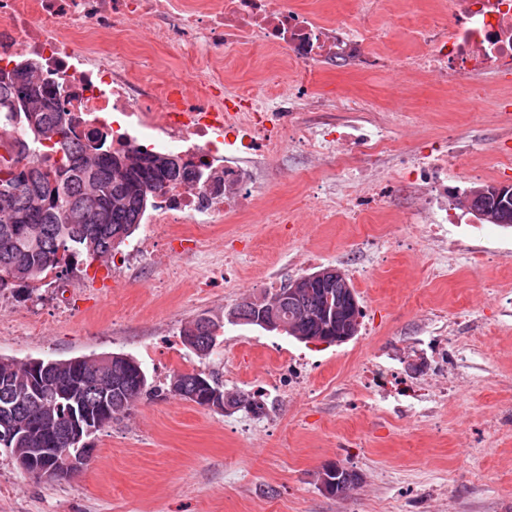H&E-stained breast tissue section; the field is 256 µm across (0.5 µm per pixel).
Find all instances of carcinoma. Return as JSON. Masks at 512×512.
<instances>
[{"label": "carcinoma", "mask_w": 512, "mask_h": 512, "mask_svg": "<svg viewBox=\"0 0 512 512\" xmlns=\"http://www.w3.org/2000/svg\"><path fill=\"white\" fill-rule=\"evenodd\" d=\"M0 69V113L21 119L28 137L50 143L61 154L52 167L33 164L25 181L17 167L0 165V292L14 288L29 297L49 270L70 268L83 258L108 261L119 252L154 205L153 193L186 178L184 165L168 155L142 152L114 154L95 136L83 144L69 136L71 119L57 111L55 87L17 66L6 79ZM468 207L485 224L512 227V208H504L491 186L471 190ZM341 285L315 283L288 305L286 334L317 339L318 310L336 299ZM218 324L200 318L187 322L181 336H199L214 347ZM156 393L135 366V359L112 354V362L95 359L47 361L41 381L33 382L26 362L0 358V447L64 448L73 414L94 427L128 413L145 395ZM340 497L357 483L348 469L336 467Z\"/></svg>", "instance_id": "cac0c4a2"}]
</instances>
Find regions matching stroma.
Listing matches in <instances>:
<instances>
[{
  "label": "stroma",
  "instance_id": "stroma-1",
  "mask_svg": "<svg viewBox=\"0 0 512 512\" xmlns=\"http://www.w3.org/2000/svg\"><path fill=\"white\" fill-rule=\"evenodd\" d=\"M292 2L324 20L345 14L374 25L388 24L411 3L428 6V0H379L367 12L361 0ZM293 70L261 44L224 56L228 78L247 88ZM402 83L396 72L366 78L326 65L308 87L383 108L399 104L402 120L389 133L414 147L434 138L466 139L469 153L448 177L449 202L484 185L474 164L489 168L512 152V123L502 124L481 100L447 105L445 92L424 80L411 96L396 98ZM305 178L302 163L290 160L287 175L277 176L260 198L262 208L286 212L292 231L231 218L218 225L216 239L243 231L251 236L233 287H199L192 268L182 283L161 288L147 269L131 274L127 285L75 295L79 310L68 318L57 289L0 300L19 315L13 331L0 335V357L125 353L161 390L92 435L90 462L67 480L37 479L0 448V512H512V268L496 259L512 252V228L485 237L477 216L465 214L451 236L480 261L441 274L419 223L325 219L300 206ZM367 236L378 239L383 260L356 252V242ZM306 249L312 261L296 264ZM326 266L340 268L357 293L363 317L352 340L302 343L228 323L207 359L183 344L186 322L222 317L242 299L261 296L262 276L283 285ZM439 340L455 355V382L434 367L431 344ZM271 359L303 363L306 387L284 393L262 383ZM366 363L428 388L430 400L412 405L368 392L360 379ZM192 371L213 375L227 390L261 394L266 415L224 414L168 393L173 374ZM329 463L358 476L345 497L319 486Z\"/></svg>",
  "mask_w": 512,
  "mask_h": 512
}]
</instances>
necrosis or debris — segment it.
Returning <instances> with one entry per match:
<instances>
[{"label": "necrosis or debris", "mask_w": 512, "mask_h": 512, "mask_svg": "<svg viewBox=\"0 0 512 512\" xmlns=\"http://www.w3.org/2000/svg\"><path fill=\"white\" fill-rule=\"evenodd\" d=\"M150 25L153 40L184 54L177 74L153 81L124 48ZM409 54L376 50L391 28L359 30L349 17L323 21L290 0H0V67L35 62L70 112L74 138L96 133L113 152L168 153L201 168L158 192L145 221L156 236L140 240L116 274L149 264L170 286L188 262L203 260L206 287L229 285L240 253L226 244L207 255L213 225L253 211L269 173L285 168L287 150L300 160L341 167L335 187L309 180L306 201L352 218L380 217L406 202L426 215L424 239L441 259H454L448 227L461 215L448 204V172L459 152L402 150L385 134L387 118L364 104L348 106L342 122L334 98L281 80L262 94L232 86L224 54L255 41L304 69L332 63L371 75L399 70L430 77L449 98H486L491 111L512 115V99L488 92L480 77L512 86V0H438L427 17L411 15ZM399 166V179L387 165Z\"/></svg>", "instance_id": "4bbe7bcc"}]
</instances>
